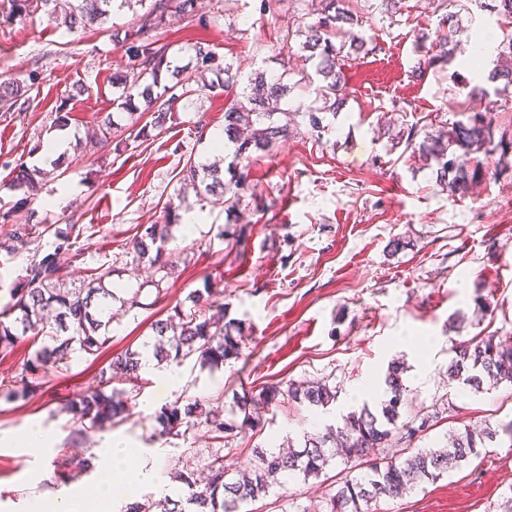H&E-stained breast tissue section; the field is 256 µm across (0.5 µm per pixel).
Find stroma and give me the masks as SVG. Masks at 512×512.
I'll use <instances>...</instances> for the list:
<instances>
[{
  "label": "stroma",
  "mask_w": 512,
  "mask_h": 512,
  "mask_svg": "<svg viewBox=\"0 0 512 512\" xmlns=\"http://www.w3.org/2000/svg\"><path fill=\"white\" fill-rule=\"evenodd\" d=\"M407 3L398 24L373 22L369 35L377 51L346 61L353 94L337 113H326L321 135L308 132L294 104L279 115L293 133L253 164L254 194L237 209L247 237L217 240L225 224L220 204L205 207L192 232L173 226L167 251L177 265L158 290L153 267L129 253V242L141 226L159 221L180 188L187 158L213 161L214 152L197 142L194 126L200 121L208 133L223 132V92L176 110L148 139L102 148L89 133L112 110L113 74L131 70L110 34L132 23V11L114 12L102 27L70 34L40 14L8 19L10 0H0V75L37 76L31 107L0 114V213L11 214L8 222L0 221V279L17 282L34 250H52L49 235L39 248L15 247L12 225L79 224L84 258L61 256V282L79 288L89 269L110 266L114 272L105 284L117 292L105 349L77 354L70 371L50 373L28 400L0 395V512H28L34 500L50 502L95 486L98 453L116 438L148 451L149 462L168 478L188 460L189 449L203 456L217 450L219 441L202 424L185 439L159 437L156 415L181 391L227 412L236 395L270 383L322 380L337 387L336 402L324 410L265 407L258 430L241 434L226 454L224 463L232 469L251 465L254 446L297 445L304 433L340 424L348 413L377 409L394 361L404 364L408 412L455 405L452 416L424 432L420 447L446 445L451 431L466 424L512 421L511 384L474 393L448 379L454 342L478 334L512 341V169L451 197L437 185L435 172L393 147L391 135L402 124L434 129L455 120L458 91L475 78L459 58L424 81L413 78L414 36L434 29L439 16L419 12L416 0ZM259 5L196 0L192 18L172 21L157 36L169 43L173 65L194 66V47L201 42L232 63L243 83L261 71L305 68L298 41L284 39L293 21L287 4L266 12ZM76 84L85 91L74 98ZM62 102L69 112L64 123L56 112ZM60 133L65 150L41 166H60L61 176L49 179L37 200L18 206V193L7 188L16 161L28 159L34 143ZM73 185L80 188L75 202L48 206L49 198ZM396 238L407 246L393 254L389 243ZM209 284L223 290L228 318L242 323V357L215 369L185 363L175 391L142 372L141 391L130 395L124 422L105 431L78 430L64 404L94 385L113 356L141 349L153 320ZM134 294L141 308L123 312L122 300ZM32 429L52 438L38 454L23 442ZM83 460L88 469L62 481ZM341 468L333 463L326 477L306 482L283 478L248 508L323 512L334 489L330 478ZM167 487L173 495L180 485L169 478ZM511 497L512 446L504 442L436 482L380 501L378 512H506Z\"/></svg>",
  "instance_id": "1"
}]
</instances>
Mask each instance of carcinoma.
Instances as JSON below:
<instances>
[{"instance_id":"cac0c4a2","label":"carcinoma","mask_w":512,"mask_h":512,"mask_svg":"<svg viewBox=\"0 0 512 512\" xmlns=\"http://www.w3.org/2000/svg\"><path fill=\"white\" fill-rule=\"evenodd\" d=\"M115 0H70L64 16H59L56 0H11L9 19H25L41 13L48 21L61 22L70 33L84 31L105 23ZM493 9L509 27L504 34L501 49L486 81L467 84L468 99L497 100L483 112L472 111L461 103L460 119L434 133L418 124L400 129L396 144L423 162L436 166V181L448 195L454 196L468 185L489 174V169L476 165L468 169L456 161V152L464 155H498L497 165H512V138L501 135L494 141L495 113L512 112V0H494ZM143 8L134 22L112 31L115 44L126 48L132 61L133 80L127 76L113 77L118 89L112 108L130 116L144 110L151 113L150 126L163 130L167 119L178 107L191 108L199 97L220 88L224 97V145L232 149L233 161L226 169L214 164H198L187 160L180 170L181 189L195 192L197 202L204 207L217 195L224 198V209L233 213L241 200L253 195L251 161L253 155L267 153L288 139V125L279 124L274 115L289 103L296 88H314L315 101L322 106L305 112L310 132L324 129V112H336L349 97L346 76L341 61L366 50L368 41L359 31L372 16L395 20L402 14L403 0H319L316 18L312 22L298 19L288 30V38H299L300 49L307 53L313 72H301L294 82L290 72L278 77L259 73L254 78V90L239 92L232 76V64L212 68L214 53L199 44L195 46L197 59L194 73H182L168 61L170 46L152 36L164 28L171 18L194 16V0H120L119 7ZM483 6L482 0H441L444 14L434 31L416 37L418 59L412 67L413 77L421 81L428 71L438 65L452 62L455 55L468 54L471 64L482 67L484 56L478 49L472 30L461 24V14L470 12V6ZM224 72V82L207 79L205 72ZM30 85L17 78L0 79V110L13 112L18 106L30 105ZM124 128L106 117L97 125L95 138L101 146H120L116 138ZM47 172L31 168L22 161L13 167L8 189L20 191L18 203L36 199ZM180 204L170 201L164 206L161 221L148 224L131 240L132 250L140 259H148L155 267L161 287L168 277L173 261L165 244L172 226L179 223ZM12 237L20 241H39L51 233L54 251L44 256L34 252L25 268L22 280L5 290L8 301L0 304V354H10L25 339L40 344L26 361L25 374L0 389L9 400H26L44 383L49 370L58 373L71 369L75 354L95 355L109 341L108 327L114 293L104 285L110 271L94 268L85 288L61 287L57 257L67 254L75 259L82 256L79 243L81 228L69 225L65 231L52 230V225L14 224ZM210 288L193 291L185 301L172 308L167 318L151 324L152 338L141 351H127L112 359L110 367L120 371L127 380L141 377L142 361L151 355L157 363L182 365L194 357L202 366L217 368L229 359L242 355V323L227 319V307L215 298ZM403 367L391 363L385 379L388 399L381 410L373 413L366 408L351 412L343 424L332 425L323 431L303 434L300 449L275 452L266 448L254 449L253 466L233 471L224 466V454L216 450L196 469L175 472L174 479L184 485V495L175 500L169 496L138 503L130 512H241V506L254 502L288 476L308 481L318 478L339 458L346 468L344 476L336 481V491L326 502L327 512H375L372 505L382 498H390L410 491L420 484L433 483L448 473V469L469 463L482 448H494L500 435L512 440V422L505 426L487 425L476 429L465 425L450 435L448 445L415 448L413 443L430 427L436 413L414 415L405 411L407 387L402 379ZM448 379L480 392L484 386L512 384V343H505L494 335L473 336L454 346V357L448 365ZM112 379L101 372L96 386L89 388L67 407L80 424L88 423L95 429H106L124 418L127 392L106 391ZM337 397L336 388L321 381L270 384L256 395L243 393L237 409L243 422L254 423L249 405L260 403L276 405L283 399L299 406L325 408ZM162 437L187 436L197 425L203 424L217 440L230 441L241 433V425L227 419L223 412L208 410L197 397L181 394L161 408L157 415Z\"/></svg>"}]
</instances>
